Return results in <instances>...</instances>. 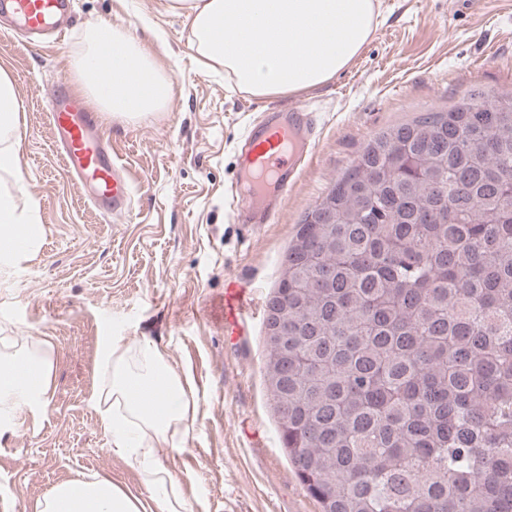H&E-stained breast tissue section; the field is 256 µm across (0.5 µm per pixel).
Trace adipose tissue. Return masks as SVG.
<instances>
[{
    "label": "adipose tissue",
    "instance_id": "ef3b65f1",
    "mask_svg": "<svg viewBox=\"0 0 512 512\" xmlns=\"http://www.w3.org/2000/svg\"><path fill=\"white\" fill-rule=\"evenodd\" d=\"M169 11L185 17L192 43L210 67L239 90L257 96H288L326 84L348 66L378 25L375 0H166ZM112 60V78L102 81L90 61ZM82 85L102 95L106 111L137 117L160 111L173 84L155 65L148 45L118 26L93 27L75 61ZM20 106L13 81L0 69V176L20 171ZM31 204H18L0 191V264L13 263V236L26 237V249L39 248ZM112 368V384L101 389V420L112 432L114 453L132 461L146 484L157 491L159 512H184L186 502L170 472L154 457L170 448L177 434L196 422L188 380L166 361L154 342L130 352L123 336L112 332L100 342ZM52 362L32 361L18 353L0 354V404L15 399L36 407L50 387ZM157 391L149 405L134 387ZM139 499L104 479L75 480L54 487L43 512H141Z\"/></svg>",
    "mask_w": 512,
    "mask_h": 512
}]
</instances>
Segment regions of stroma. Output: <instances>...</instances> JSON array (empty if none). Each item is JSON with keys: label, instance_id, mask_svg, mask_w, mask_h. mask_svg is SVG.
I'll use <instances>...</instances> for the list:
<instances>
[{"label": "stroma", "instance_id": "35a3bbf8", "mask_svg": "<svg viewBox=\"0 0 512 512\" xmlns=\"http://www.w3.org/2000/svg\"><path fill=\"white\" fill-rule=\"evenodd\" d=\"M57 40L32 49L0 22V68L20 109L21 167L1 181L38 204L42 243L32 258L0 265V350L46 342L51 388L35 410L0 423V512H41L55 486L97 477L150 502L137 467L112 451L94 393L108 385L100 339L147 340L189 379L197 421L180 451L157 460L183 485L187 512H321L297 478L270 407L263 367L264 306L305 216L366 144L388 128L461 99L512 93V0H376L379 24L326 85L288 97L235 89L189 42L163 0H72ZM121 26L144 40L171 76L163 111L128 120L102 113L112 155L131 181V204L96 209L65 170L50 122L58 83L86 30ZM306 108L319 141L271 223L236 220L226 194L240 185L248 126ZM246 288L257 311L224 330V285Z\"/></svg>", "mask_w": 512, "mask_h": 512}]
</instances>
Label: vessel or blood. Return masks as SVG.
I'll list each match as a JSON object with an SVG mask.
<instances>
[{"label":"vessel or blood","instance_id":"vessel-or-blood-1","mask_svg":"<svg viewBox=\"0 0 512 512\" xmlns=\"http://www.w3.org/2000/svg\"><path fill=\"white\" fill-rule=\"evenodd\" d=\"M71 0H0V16L11 17L32 34L46 30L49 20L63 19ZM51 122L61 146L65 169L80 179L91 200L102 210H120L131 202L128 183L120 178L108 143L90 108L78 96L55 87L51 97ZM313 113H292L287 123L266 120L250 127L246 161L252 192L261 197L270 187L286 188L311 157Z\"/></svg>","mask_w":512,"mask_h":512}]
</instances>
